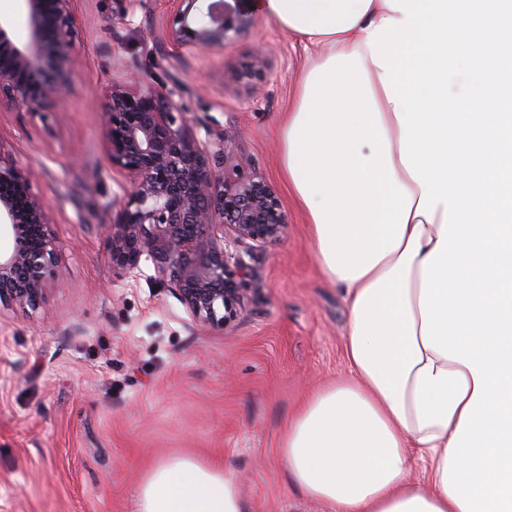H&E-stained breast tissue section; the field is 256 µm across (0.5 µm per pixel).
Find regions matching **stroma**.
I'll list each match as a JSON object with an SVG mask.
<instances>
[{
	"label": "stroma",
	"instance_id": "obj_1",
	"mask_svg": "<svg viewBox=\"0 0 512 512\" xmlns=\"http://www.w3.org/2000/svg\"><path fill=\"white\" fill-rule=\"evenodd\" d=\"M243 7L251 27L203 53L166 41V0H76L71 95L39 112L0 102V152L34 169L54 238L39 306L0 304V512H134L144 475L174 456L234 473L246 512H326L289 485L278 456L300 400L349 374L344 292L317 262L275 133L309 52L254 0ZM259 43L254 86L242 71ZM129 75L137 93L180 83L198 137L228 133L232 159L281 201L279 241L233 248L245 309L226 326L195 321L151 263L123 276L107 266L124 179L101 114Z\"/></svg>",
	"mask_w": 512,
	"mask_h": 512
}]
</instances>
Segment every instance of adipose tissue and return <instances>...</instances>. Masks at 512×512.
I'll return each instance as SVG.
<instances>
[{"label": "adipose tissue", "mask_w": 512, "mask_h": 512, "mask_svg": "<svg viewBox=\"0 0 512 512\" xmlns=\"http://www.w3.org/2000/svg\"><path fill=\"white\" fill-rule=\"evenodd\" d=\"M257 7L318 49L281 166L348 304L350 376L284 425L288 482L329 512H512V0ZM135 506L245 512L190 456Z\"/></svg>", "instance_id": "ef3b65f1"}]
</instances>
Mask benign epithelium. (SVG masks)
Segmentation results:
<instances>
[{"label":"benign epithelium","mask_w":512,"mask_h":512,"mask_svg":"<svg viewBox=\"0 0 512 512\" xmlns=\"http://www.w3.org/2000/svg\"><path fill=\"white\" fill-rule=\"evenodd\" d=\"M29 38L15 43L0 22V100L17 110L36 112L48 100L71 93L72 20L75 0H23ZM180 27L168 31L176 42L198 50L224 47L229 35L247 29L249 15L224 2L207 5L196 28L187 24L199 0H168ZM265 52H254L244 75L263 76ZM171 88L135 94L126 82H112L101 113L111 167L128 186L124 220L111 225L108 265L118 275L152 263L154 278L173 284L193 319L223 326L243 311L238 280L243 262L229 245L250 241L262 247L283 236L286 217L275 191L258 177L225 179L229 160L219 133L201 140ZM32 170L19 168L0 152V186L24 191L23 208L0 194V234L13 248L0 253V302L34 307L46 291L44 269L53 257L51 205L29 194Z\"/></svg>","instance_id":"7a95c632"}]
</instances>
